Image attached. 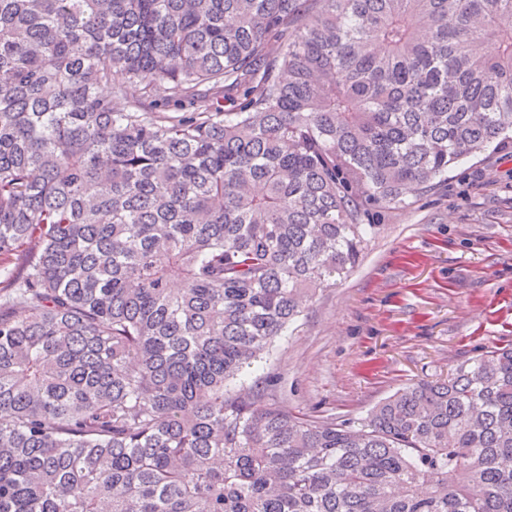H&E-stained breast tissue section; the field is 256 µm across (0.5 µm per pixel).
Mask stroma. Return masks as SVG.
I'll return each mask as SVG.
<instances>
[{"label": "stroma", "mask_w": 512, "mask_h": 512, "mask_svg": "<svg viewBox=\"0 0 512 512\" xmlns=\"http://www.w3.org/2000/svg\"><path fill=\"white\" fill-rule=\"evenodd\" d=\"M378 221L356 267L245 378L292 413L356 423L397 390L512 344V144Z\"/></svg>", "instance_id": "stroma-1"}]
</instances>
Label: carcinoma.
<instances>
[{"label":"carcinoma","instance_id":"obj_1","mask_svg":"<svg viewBox=\"0 0 512 512\" xmlns=\"http://www.w3.org/2000/svg\"><path fill=\"white\" fill-rule=\"evenodd\" d=\"M509 141L512 0H0V512H512V347L356 425L243 381Z\"/></svg>","mask_w":512,"mask_h":512}]
</instances>
